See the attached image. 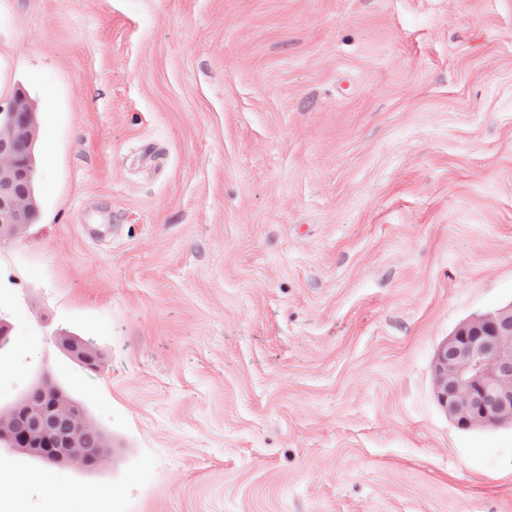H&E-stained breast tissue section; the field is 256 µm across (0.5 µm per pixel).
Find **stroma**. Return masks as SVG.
I'll return each mask as SVG.
<instances>
[{
    "mask_svg": "<svg viewBox=\"0 0 512 512\" xmlns=\"http://www.w3.org/2000/svg\"><path fill=\"white\" fill-rule=\"evenodd\" d=\"M19 90L0 410L45 376L112 445L0 447L27 512H512L431 370L512 302V0H0ZM37 119L31 102L22 91H17L5 108H0V140L4 138L13 147L0 148V223L13 224L15 234L22 230L24 223L30 224L37 212L34 188L33 144L37 138ZM28 169V178L14 181L21 175L16 156ZM22 195V196H21ZM27 204H26V199ZM26 209V210H25ZM25 211V212H24ZM61 344L68 353L71 351H82L84 355L75 358L85 366L92 369L97 367L99 354L88 343L83 342L75 336H62Z\"/></svg>",
    "mask_w": 512,
    "mask_h": 512,
    "instance_id": "35a3bbf8",
    "label": "stroma"
}]
</instances>
